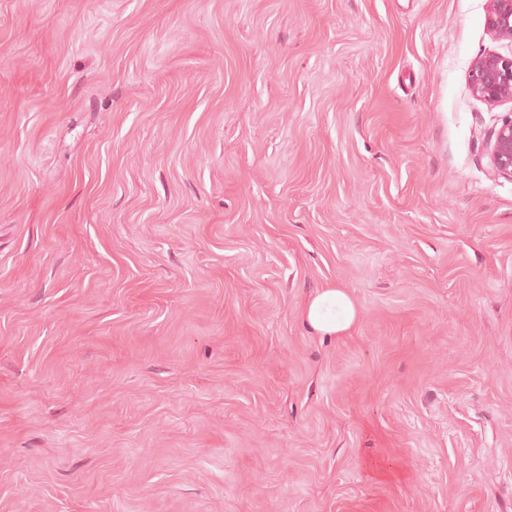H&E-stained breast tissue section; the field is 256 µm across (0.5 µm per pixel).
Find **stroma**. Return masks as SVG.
<instances>
[{
	"instance_id": "stroma-1",
	"label": "stroma",
	"mask_w": 512,
	"mask_h": 512,
	"mask_svg": "<svg viewBox=\"0 0 512 512\" xmlns=\"http://www.w3.org/2000/svg\"><path fill=\"white\" fill-rule=\"evenodd\" d=\"M486 11L0 0V512H512ZM304 321L324 337L346 335L356 322L358 313L351 296L342 288H326L304 303Z\"/></svg>"
}]
</instances>
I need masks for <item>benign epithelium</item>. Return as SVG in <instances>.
<instances>
[{
    "label": "benign epithelium",
    "instance_id": "benign-epithelium-1",
    "mask_svg": "<svg viewBox=\"0 0 512 512\" xmlns=\"http://www.w3.org/2000/svg\"><path fill=\"white\" fill-rule=\"evenodd\" d=\"M486 27L492 39L512 44V0H488ZM467 83L473 95L490 106L512 103V50L478 54ZM487 148L492 172L512 178V112L491 131Z\"/></svg>",
    "mask_w": 512,
    "mask_h": 512
}]
</instances>
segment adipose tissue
I'll list each match as a JSON object with an SVG mask.
<instances>
[{
  "label": "adipose tissue",
  "instance_id": "obj_1",
  "mask_svg": "<svg viewBox=\"0 0 512 512\" xmlns=\"http://www.w3.org/2000/svg\"><path fill=\"white\" fill-rule=\"evenodd\" d=\"M302 316L317 334L334 337L346 335L358 313L351 296L344 289L332 287L306 300Z\"/></svg>",
  "mask_w": 512,
  "mask_h": 512
}]
</instances>
